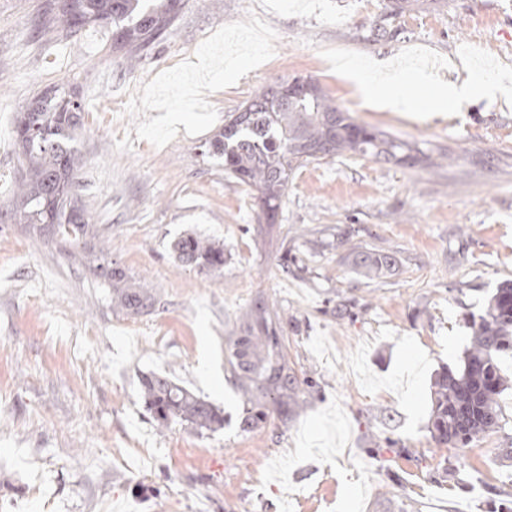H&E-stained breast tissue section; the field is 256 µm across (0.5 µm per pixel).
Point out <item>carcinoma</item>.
<instances>
[{
	"label": "carcinoma",
	"mask_w": 512,
	"mask_h": 512,
	"mask_svg": "<svg viewBox=\"0 0 512 512\" xmlns=\"http://www.w3.org/2000/svg\"><path fill=\"white\" fill-rule=\"evenodd\" d=\"M179 0H60L54 21L66 31L89 25L112 26L115 48L131 50L162 36L176 17ZM290 80L275 81L224 118V129L208 142V153L224 159V173L258 193L267 223H275L296 170L325 157L349 154L378 162L433 164L415 143L355 122L327 98L318 85L303 95L290 91ZM82 101L59 87L37 94L17 115L15 141L23 166L15 209L22 223L72 248L88 260L81 245L93 236L86 205L77 188L83 157L78 144ZM176 260L200 272L224 266V246L195 234L178 239ZM96 269L112 284L113 308L126 316L144 313L154 299L125 271L99 252ZM389 255H364L355 262L366 277L394 265ZM461 364L445 368L434 391L429 432L440 448H467L500 427L497 397L509 388L499 358L512 354V283L492 294ZM284 329L259 303L250 309L230 339V364L245 402L246 427L266 418L263 399L279 394L288 406L293 377L283 351ZM146 410L162 427L185 422L200 430L224 428V414L211 402L155 373L140 378Z\"/></svg>",
	"instance_id": "carcinoma-1"
}]
</instances>
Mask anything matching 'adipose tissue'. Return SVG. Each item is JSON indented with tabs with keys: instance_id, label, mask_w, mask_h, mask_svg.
I'll use <instances>...</instances> for the list:
<instances>
[{
	"instance_id": "adipose-tissue-1",
	"label": "adipose tissue",
	"mask_w": 512,
	"mask_h": 512,
	"mask_svg": "<svg viewBox=\"0 0 512 512\" xmlns=\"http://www.w3.org/2000/svg\"><path fill=\"white\" fill-rule=\"evenodd\" d=\"M348 75L359 87L364 101L374 108H392L398 112H444L460 109L473 96L485 94L504 99L512 97V88L494 85L485 79L469 78L461 83L429 92L420 96L425 82L422 77H409L398 68L376 71L365 77L356 69Z\"/></svg>"
}]
</instances>
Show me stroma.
I'll return each instance as SVG.
<instances>
[{
    "label": "stroma",
    "instance_id": "35a3bbf8",
    "mask_svg": "<svg viewBox=\"0 0 512 512\" xmlns=\"http://www.w3.org/2000/svg\"><path fill=\"white\" fill-rule=\"evenodd\" d=\"M183 0L134 53L86 27H46L54 0H0V512H490L512 500V388L500 429L438 449L433 382L457 367L466 318L512 281V100L441 116L365 105L340 71L387 61L438 86L512 84V0ZM388 35L377 38L374 27ZM312 77L361 124L446 153L438 167L337 156L295 172L276 223L207 143L273 81ZM85 104L81 197L109 261L155 298L112 309L69 247L11 207L15 117L40 89ZM194 233L221 270L180 266ZM360 253L390 255L376 279ZM284 322L296 402L250 430L229 339L256 300ZM156 372L224 412L218 432L158 428L140 395ZM176 260L199 272L219 270L224 266V246L195 234H186L173 247Z\"/></svg>",
    "mask_w": 512,
    "mask_h": 512
}]
</instances>
